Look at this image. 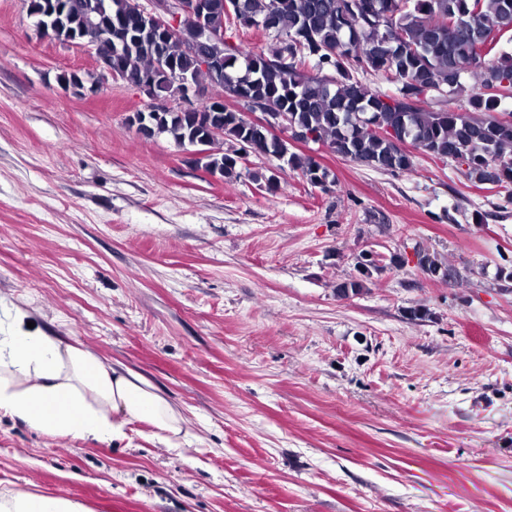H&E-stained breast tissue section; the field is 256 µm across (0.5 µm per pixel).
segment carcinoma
I'll use <instances>...</instances> for the list:
<instances>
[{
    "instance_id": "carcinoma-1",
    "label": "carcinoma",
    "mask_w": 512,
    "mask_h": 512,
    "mask_svg": "<svg viewBox=\"0 0 512 512\" xmlns=\"http://www.w3.org/2000/svg\"><path fill=\"white\" fill-rule=\"evenodd\" d=\"M59 18L57 39L89 29L98 57L112 61L124 82L144 86L150 96L180 93L178 80L223 89L224 95L286 112L294 126L311 133L337 154L369 167L403 172L412 156L376 130H393L439 159L467 165L474 182L512 185V120L494 116L512 98V53L489 40V28L512 32V0H226L207 13L208 37L197 40L187 18L181 34L162 31L132 0H101L90 11L86 0H69ZM263 24L268 46L244 51L229 41L226 24ZM219 61L224 79L201 68V57ZM374 72L399 84L382 94L354 80L349 69ZM334 72L326 77L322 71ZM478 79L468 94L467 112H426L422 98L432 92L457 95L463 79ZM150 123L179 146L202 143L195 163L220 179L240 176L250 150L279 156L281 169L298 170L313 184L329 173L311 157L274 145L267 131L230 110L150 112ZM224 128L235 148L214 153L210 128Z\"/></svg>"
}]
</instances>
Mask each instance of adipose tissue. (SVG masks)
Segmentation results:
<instances>
[{
	"label": "adipose tissue",
	"instance_id": "adipose-tissue-1",
	"mask_svg": "<svg viewBox=\"0 0 512 512\" xmlns=\"http://www.w3.org/2000/svg\"><path fill=\"white\" fill-rule=\"evenodd\" d=\"M52 438H119L131 422L154 427L165 448H179L187 419L147 379L109 366L90 350L26 328L16 316L0 336V416ZM0 512H83L49 495L0 494Z\"/></svg>",
	"mask_w": 512,
	"mask_h": 512
}]
</instances>
